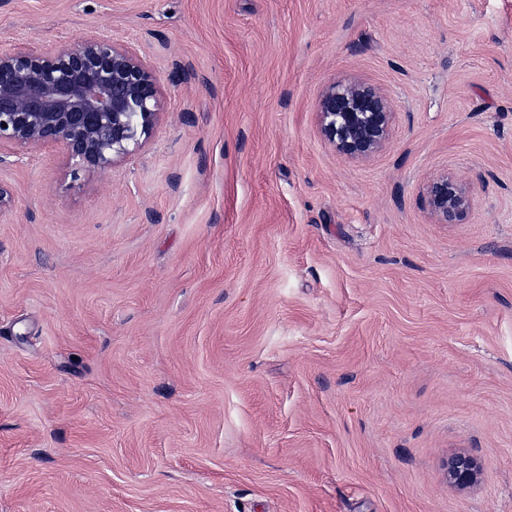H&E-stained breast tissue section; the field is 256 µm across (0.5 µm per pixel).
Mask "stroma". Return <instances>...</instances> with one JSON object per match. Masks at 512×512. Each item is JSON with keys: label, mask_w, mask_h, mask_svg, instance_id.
I'll use <instances>...</instances> for the list:
<instances>
[{"label": "stroma", "mask_w": 512, "mask_h": 512, "mask_svg": "<svg viewBox=\"0 0 512 512\" xmlns=\"http://www.w3.org/2000/svg\"><path fill=\"white\" fill-rule=\"evenodd\" d=\"M96 35L162 119L103 172L0 149V512H512V0H0L2 48ZM318 112L323 135L351 158L372 156L388 138L390 102L364 82L330 84L320 98ZM431 216L441 224H458L471 207L469 187L454 177L444 175L432 180L426 188ZM480 465L471 456L458 454L448 460V483L458 488L473 485L480 475Z\"/></svg>", "instance_id": "obj_1"}]
</instances>
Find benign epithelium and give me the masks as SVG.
Returning a JSON list of instances; mask_svg holds the SVG:
<instances>
[{"label": "benign epithelium", "instance_id": "1", "mask_svg": "<svg viewBox=\"0 0 512 512\" xmlns=\"http://www.w3.org/2000/svg\"><path fill=\"white\" fill-rule=\"evenodd\" d=\"M318 112L336 150L366 159L388 138L389 100L364 82L332 83ZM160 79L132 48L109 36L64 42L47 51L0 50V145L58 146L74 171L98 172L141 148L160 120ZM431 216L458 224L471 207L469 187L448 176L426 188ZM471 456L448 460V483L473 485Z\"/></svg>", "mask_w": 512, "mask_h": 512}]
</instances>
